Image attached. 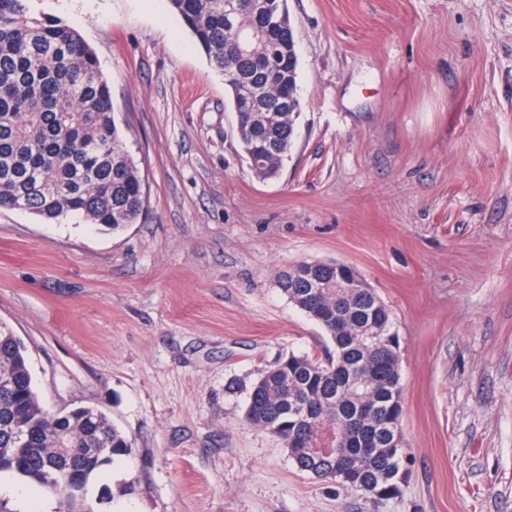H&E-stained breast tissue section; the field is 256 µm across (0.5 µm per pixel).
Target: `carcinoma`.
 <instances>
[{
	"label": "carcinoma",
	"instance_id": "carcinoma-1",
	"mask_svg": "<svg viewBox=\"0 0 512 512\" xmlns=\"http://www.w3.org/2000/svg\"><path fill=\"white\" fill-rule=\"evenodd\" d=\"M196 47L224 76L242 157L275 177L300 113L298 54L287 0H168ZM46 222L77 218L117 233L142 219L144 182L117 128L99 59L64 20L31 0H0V210ZM336 263L301 262L279 274L282 292L316 321L334 354H290L254 384L244 419L278 438L293 464L340 480L336 460L309 448L312 421L333 419L354 461L351 487L379 499L401 494L400 351L389 307ZM373 448L361 452L359 442ZM97 448L96 454H85ZM132 444L94 407L51 411L41 402L26 347L0 322V474L56 499L57 512H102L88 496L102 469Z\"/></svg>",
	"mask_w": 512,
	"mask_h": 512
}]
</instances>
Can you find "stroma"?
<instances>
[{
  "mask_svg": "<svg viewBox=\"0 0 512 512\" xmlns=\"http://www.w3.org/2000/svg\"><path fill=\"white\" fill-rule=\"evenodd\" d=\"M287 6L297 139L263 181L167 0H40L100 61L146 213L114 234L1 210L0 320L49 408L132 442L90 488L110 512H512V0ZM302 261L349 264L394 315L399 497L299 471L244 420L263 371L330 345L278 286ZM0 496L55 512L8 474Z\"/></svg>",
  "mask_w": 512,
  "mask_h": 512,
  "instance_id": "stroma-1",
  "label": "stroma"
}]
</instances>
